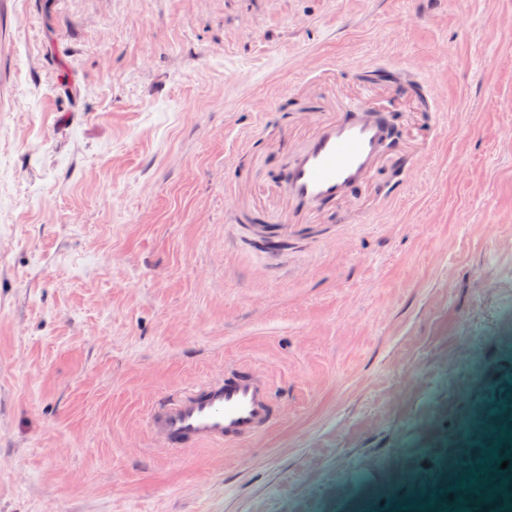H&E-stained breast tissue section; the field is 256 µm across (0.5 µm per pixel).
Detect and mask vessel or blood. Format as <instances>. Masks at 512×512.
<instances>
[{
    "instance_id": "b4317fda",
    "label": "vessel or blood",
    "mask_w": 512,
    "mask_h": 512,
    "mask_svg": "<svg viewBox=\"0 0 512 512\" xmlns=\"http://www.w3.org/2000/svg\"><path fill=\"white\" fill-rule=\"evenodd\" d=\"M387 118L367 102L350 115L319 113L313 133L278 177L276 211L259 210L256 236L298 239L316 219L343 223L340 202L368 183L376 195H398L399 185L373 181L387 138ZM491 380L492 399L472 412L454 439L456 451L468 449L474 425L512 401V365H497ZM277 419L269 378L247 365L227 368L223 378L194 384L148 411L152 433L161 447L172 449L233 445L265 434Z\"/></svg>"
}]
</instances>
